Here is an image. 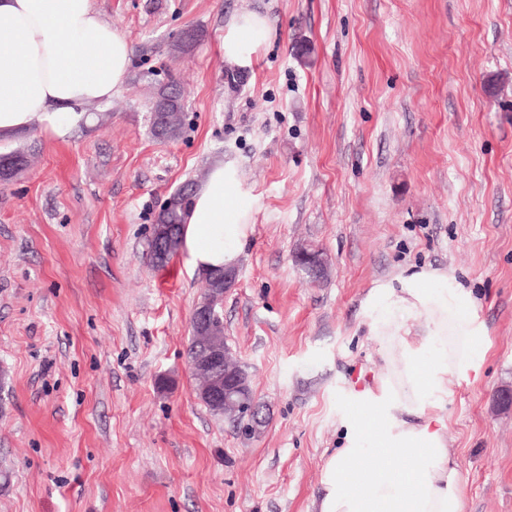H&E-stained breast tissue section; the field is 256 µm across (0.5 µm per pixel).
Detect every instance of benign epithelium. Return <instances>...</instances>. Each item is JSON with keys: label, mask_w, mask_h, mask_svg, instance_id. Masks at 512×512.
<instances>
[{"label": "benign epithelium", "mask_w": 512, "mask_h": 512, "mask_svg": "<svg viewBox=\"0 0 512 512\" xmlns=\"http://www.w3.org/2000/svg\"><path fill=\"white\" fill-rule=\"evenodd\" d=\"M151 243L161 260L174 253L176 237L173 226L153 225ZM237 277L238 269L234 266H226L218 272L214 278L216 287L210 289L205 300L196 304L191 318L192 335L199 337L201 346L194 360L189 362V368L197 379L205 383V397L226 412H235L242 406L241 394L247 387L243 374L223 365V339L217 333L221 316L216 306L224 302V293L234 286Z\"/></svg>", "instance_id": "7a95c632"}]
</instances>
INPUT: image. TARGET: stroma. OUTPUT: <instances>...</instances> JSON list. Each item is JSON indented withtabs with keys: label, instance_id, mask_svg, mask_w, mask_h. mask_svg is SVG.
I'll return each mask as SVG.
<instances>
[{
	"label": "stroma",
	"instance_id": "1",
	"mask_svg": "<svg viewBox=\"0 0 512 512\" xmlns=\"http://www.w3.org/2000/svg\"><path fill=\"white\" fill-rule=\"evenodd\" d=\"M125 84L0 186V512H317L351 393L380 362L365 300L414 271L476 299L478 369L443 410L463 512H512V0H92ZM274 36L224 61L235 12ZM200 43L175 55L186 27ZM180 80L186 126L150 130ZM251 194L224 334L266 423L243 438L186 358L202 273L154 267L162 202L215 159ZM322 252L324 279L294 261Z\"/></svg>",
	"mask_w": 512,
	"mask_h": 512
}]
</instances>
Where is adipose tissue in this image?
I'll use <instances>...</instances> for the list:
<instances>
[{
  "mask_svg": "<svg viewBox=\"0 0 512 512\" xmlns=\"http://www.w3.org/2000/svg\"><path fill=\"white\" fill-rule=\"evenodd\" d=\"M272 34L257 10L224 27V60L251 70ZM132 49L91 0H0V143L38 126L64 136L81 106L125 83ZM249 192L216 162L196 188L181 231L191 271L233 264L250 231ZM365 308L382 359L373 385L354 395L370 424L343 422L344 445L325 464L319 512H462V478L446 447L440 410L448 378L476 368L484 327L471 295L421 271L378 285ZM388 457L381 458L377 449Z\"/></svg>",
  "mask_w": 512,
  "mask_h": 512,
  "instance_id": "ef3b65f1",
  "label": "adipose tissue"
}]
</instances>
